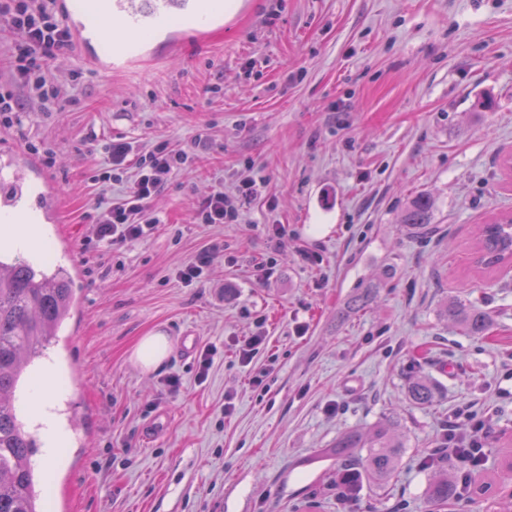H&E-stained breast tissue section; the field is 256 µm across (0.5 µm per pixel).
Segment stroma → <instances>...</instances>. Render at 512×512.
<instances>
[{"label": "stroma", "instance_id": "1", "mask_svg": "<svg viewBox=\"0 0 512 512\" xmlns=\"http://www.w3.org/2000/svg\"><path fill=\"white\" fill-rule=\"evenodd\" d=\"M48 76L68 94L58 111L0 126L58 187L41 255L83 273L50 349L80 433L48 472V512H430L428 461L468 413L486 426L481 475L512 489V272L472 263L480 224L512 212V0H237L202 39L155 36L108 75L73 44ZM118 140L188 159L152 202L153 233L107 253L90 224ZM245 177L259 193L238 223H197ZM424 192L423 234L400 215ZM450 297L489 311L488 334L440 318ZM154 333L171 352L146 372L134 350ZM418 373L439 388L424 408L405 395ZM385 416L406 434L395 479L337 497L329 449Z\"/></svg>", "mask_w": 512, "mask_h": 512}]
</instances>
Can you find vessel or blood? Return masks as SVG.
Here are the masks:
<instances>
[{
  "instance_id": "b4317fda",
  "label": "vessel or blood",
  "mask_w": 512,
  "mask_h": 512,
  "mask_svg": "<svg viewBox=\"0 0 512 512\" xmlns=\"http://www.w3.org/2000/svg\"><path fill=\"white\" fill-rule=\"evenodd\" d=\"M171 0H96L94 12L78 7L76 0H55V9L64 25L91 64L101 73H111L119 62H129L126 48L103 52L98 48L101 37L113 22L123 27L145 29L151 32L167 29L173 18ZM0 166L12 172V193L0 196V207L15 205L18 192L28 185L35 168L24 154L12 147L0 148ZM43 190L38 198L40 219L45 224H58L62 214L58 204V189L50 180H43Z\"/></svg>"
}]
</instances>
